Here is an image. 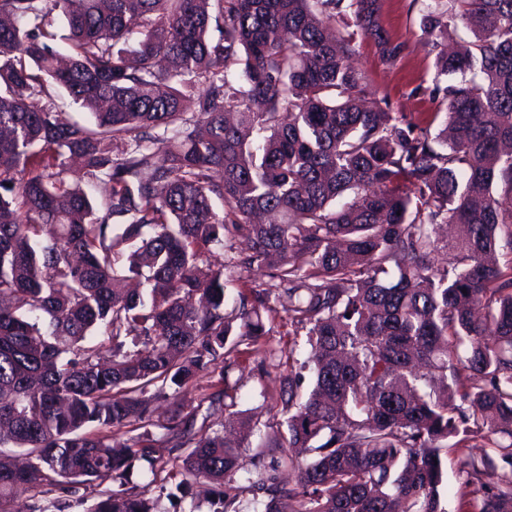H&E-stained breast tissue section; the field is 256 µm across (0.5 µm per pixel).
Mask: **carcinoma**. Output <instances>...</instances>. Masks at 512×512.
<instances>
[{
	"label": "carcinoma",
	"instance_id": "cac0c4a2",
	"mask_svg": "<svg viewBox=\"0 0 512 512\" xmlns=\"http://www.w3.org/2000/svg\"><path fill=\"white\" fill-rule=\"evenodd\" d=\"M1 17L0 512L41 481L57 495L33 512H69L94 482L109 486L90 512H160L129 470L168 459L214 485L211 512H445L450 455L466 456L460 499L489 486L472 512H512V257L487 261L512 254V0L427 7L448 138L436 112L358 104L339 24L388 63L407 50L376 0H0ZM85 181L109 184L101 208ZM440 224L462 232L442 242ZM230 233L247 244L235 267L269 287L228 312L203 257ZM272 302L310 352L262 447L312 458L245 459L223 388L205 396L222 431L177 408L154 439V400L241 345L275 356ZM250 465L244 504L223 486Z\"/></svg>",
	"mask_w": 512,
	"mask_h": 512
}]
</instances>
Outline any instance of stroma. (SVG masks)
I'll return each mask as SVG.
<instances>
[{"label": "stroma", "mask_w": 512, "mask_h": 512, "mask_svg": "<svg viewBox=\"0 0 512 512\" xmlns=\"http://www.w3.org/2000/svg\"><path fill=\"white\" fill-rule=\"evenodd\" d=\"M430 0H379V20L392 42L407 43L408 49L396 64L384 61L378 44L371 38L359 36L355 39L353 64L362 70L368 82V95L376 100H386L393 111L410 117H424L436 111L437 105L429 97L428 90L436 80L433 66L434 55L423 31L421 19ZM245 244L237 238H225L223 248L207 255L211 267L224 271L225 294L228 303H235L251 289L265 287L267 280L249 273L231 269ZM287 365L278 360H266L262 355L249 350L240 351L229 373L212 367L200 373L196 387L190 388L181 397L186 410L196 411L198 419L204 420L206 429H220L223 415L208 416L200 399L211 389L230 386L236 399L237 409L251 420L250 433L246 439L247 455L259 452L262 437L267 427L283 421L281 407L276 402L279 379L287 374ZM167 490L163 499L165 512H210L209 484L204 480L191 482L189 487L177 489L175 482L165 488L150 486L149 495H158Z\"/></svg>", "instance_id": "stroma-1"}]
</instances>
